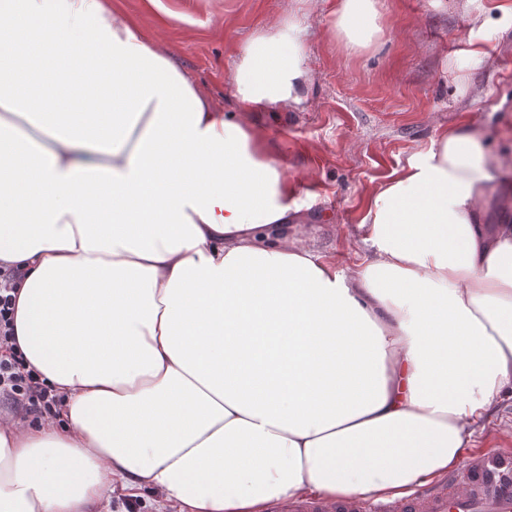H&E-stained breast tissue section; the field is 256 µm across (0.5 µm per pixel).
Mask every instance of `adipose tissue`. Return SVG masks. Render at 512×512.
Instances as JSON below:
<instances>
[{
  "label": "adipose tissue",
  "instance_id": "adipose-tissue-1",
  "mask_svg": "<svg viewBox=\"0 0 512 512\" xmlns=\"http://www.w3.org/2000/svg\"><path fill=\"white\" fill-rule=\"evenodd\" d=\"M335 14L348 50L380 31L376 0ZM299 32L245 44L227 113L107 0H0V263L62 399L0 421V512L403 496L512 386V187L474 123L372 192L352 272L289 231L251 116L306 103ZM117 494L112 497L109 505L107 506V511L111 512H119V511H127L128 509L125 507L128 504L135 505L134 512H154L155 509L153 507V495L147 491L142 492L141 496L136 499L126 500L124 498L117 499Z\"/></svg>",
  "mask_w": 512,
  "mask_h": 512
}]
</instances>
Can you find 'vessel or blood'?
<instances>
[{
    "instance_id": "vessel-or-blood-1",
    "label": "vessel or blood",
    "mask_w": 512,
    "mask_h": 512,
    "mask_svg": "<svg viewBox=\"0 0 512 512\" xmlns=\"http://www.w3.org/2000/svg\"><path fill=\"white\" fill-rule=\"evenodd\" d=\"M286 512H512V454L489 451L468 458L437 489H424L395 504L363 498L337 502L300 500Z\"/></svg>"
}]
</instances>
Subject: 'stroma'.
<instances>
[{"label": "stroma", "instance_id": "35a3bbf8", "mask_svg": "<svg viewBox=\"0 0 512 512\" xmlns=\"http://www.w3.org/2000/svg\"><path fill=\"white\" fill-rule=\"evenodd\" d=\"M498 0H377L381 31L347 54L336 0H111L112 17L143 24L211 101L237 109L228 77L243 45L270 22H296L309 72L299 111L253 114L299 199V236L337 268L363 254L358 224L375 188L442 130L474 120L512 180V20L485 32L490 59L464 57L472 12ZM512 452V392L504 391L462 456Z\"/></svg>", "mask_w": 512, "mask_h": 512}]
</instances>
